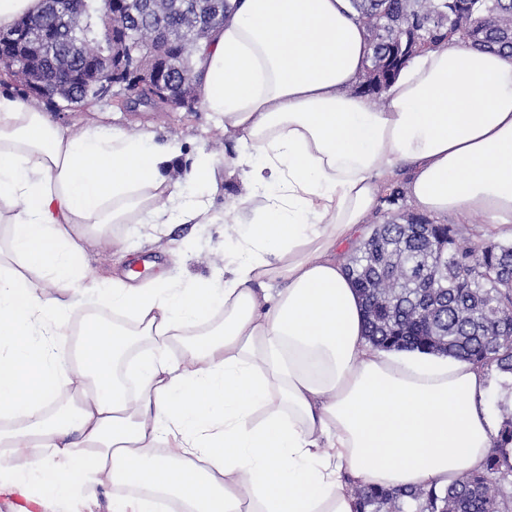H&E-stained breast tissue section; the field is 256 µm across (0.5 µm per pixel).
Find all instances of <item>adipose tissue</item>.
I'll list each match as a JSON object with an SVG mask.
<instances>
[{
    "instance_id": "1",
    "label": "adipose tissue",
    "mask_w": 512,
    "mask_h": 512,
    "mask_svg": "<svg viewBox=\"0 0 512 512\" xmlns=\"http://www.w3.org/2000/svg\"><path fill=\"white\" fill-rule=\"evenodd\" d=\"M370 55L350 0H230L195 47L205 109L241 148L218 280L88 283L89 226L134 211L198 222L209 202L164 178L174 146L77 134L0 94V493L109 483L140 493L112 512H158L162 496L187 512H357L354 487H444L482 467L487 368L372 347L343 252L406 167L418 211L478 213L512 240V56L446 40L377 107L353 90ZM49 285L76 303L45 299ZM88 304L133 326L86 317L68 357V315ZM137 340L149 346L132 397L117 369Z\"/></svg>"
}]
</instances>
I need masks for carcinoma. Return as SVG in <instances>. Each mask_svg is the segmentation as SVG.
Returning <instances> with one entry per match:
<instances>
[{"instance_id": "carcinoma-1", "label": "carcinoma", "mask_w": 512, "mask_h": 512, "mask_svg": "<svg viewBox=\"0 0 512 512\" xmlns=\"http://www.w3.org/2000/svg\"><path fill=\"white\" fill-rule=\"evenodd\" d=\"M59 39L54 52L74 64L99 51V43L67 22L68 0H56ZM373 45L365 90L379 93L415 53L451 36L468 45L512 54V0H351ZM183 2L169 0V23L181 39L176 71L192 74L197 42L182 29ZM451 235L448 281L436 289L437 309L419 308L421 273L440 258L436 237L416 234L393 218L373 227L349 259L348 275L364 307L366 337L386 350H408L494 366L512 375V291L492 271L512 264V243L488 248ZM512 475V416L494 438V452L483 469L457 477L448 488L358 487L360 512H506L501 480Z\"/></svg>"}]
</instances>
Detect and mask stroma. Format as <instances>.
I'll use <instances>...</instances> for the list:
<instances>
[{
  "label": "stroma",
  "mask_w": 512,
  "mask_h": 512,
  "mask_svg": "<svg viewBox=\"0 0 512 512\" xmlns=\"http://www.w3.org/2000/svg\"><path fill=\"white\" fill-rule=\"evenodd\" d=\"M124 86L117 85L110 96L94 100L82 108L59 110L54 103L37 102L38 110L47 112L54 121L80 129L90 125L117 126L128 134L143 130L155 134L157 144H172L180 149L182 161L191 163L199 155L213 162L212 181L204 191L217 220L212 224H172L166 227L149 224H104L98 226L85 246L82 263L95 272H112L124 276V267L112 264L116 251L127 252L129 258L151 256L142 269L141 280L164 274L181 279H211L224 270V229L236 218L235 205L242 188L224 177V161L236 154L226 141L221 126L209 119L202 100L192 109L172 108L164 104L151 106L127 103ZM132 488L106 484L95 495L60 501L47 495L0 494V512H112L113 499L137 498Z\"/></svg>",
  "instance_id": "stroma-1"
}]
</instances>
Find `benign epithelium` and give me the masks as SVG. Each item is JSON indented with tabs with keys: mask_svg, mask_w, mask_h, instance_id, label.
<instances>
[{
	"mask_svg": "<svg viewBox=\"0 0 512 512\" xmlns=\"http://www.w3.org/2000/svg\"><path fill=\"white\" fill-rule=\"evenodd\" d=\"M109 22L95 32L101 51L86 64L68 69L53 56L41 55L45 41L58 38L55 27L46 16L28 18L1 40H22L29 56L41 59L33 65L7 67L9 78L27 93L41 92L47 99L59 96L63 87H80L90 81L96 84L95 95L106 96L115 84H122L135 95V103L162 102L171 107H185L196 97L192 80L176 75L170 67L173 44L161 18L160 0H138L139 11L129 9L127 0H105ZM148 19L154 23L155 45L142 51L132 45L135 21ZM37 31L40 38L31 36Z\"/></svg>",
	"mask_w": 512,
	"mask_h": 512,
	"instance_id": "7a95c632",
	"label": "benign epithelium"
}]
</instances>
